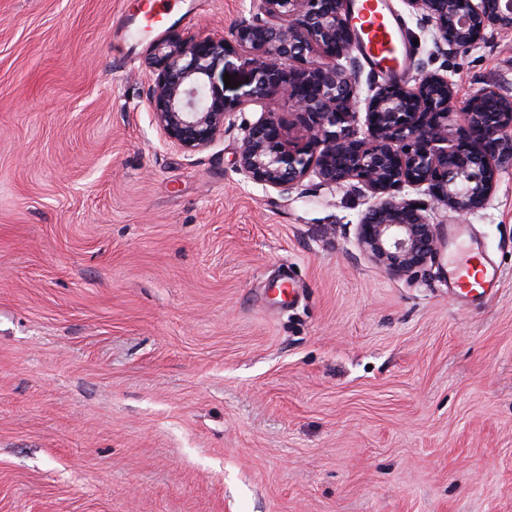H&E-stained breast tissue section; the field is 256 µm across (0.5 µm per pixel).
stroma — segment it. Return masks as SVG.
I'll list each match as a JSON object with an SVG mask.
<instances>
[{
	"mask_svg": "<svg viewBox=\"0 0 512 512\" xmlns=\"http://www.w3.org/2000/svg\"><path fill=\"white\" fill-rule=\"evenodd\" d=\"M0 0V512H512V171L463 222L504 273L466 304L445 240L410 282L360 257L371 203L288 196L194 154L149 103V45L250 0ZM419 65L512 92V33Z\"/></svg>",
	"mask_w": 512,
	"mask_h": 512,
	"instance_id": "stroma-1",
	"label": "stroma"
}]
</instances>
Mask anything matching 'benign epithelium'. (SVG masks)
Here are the masks:
<instances>
[{"label": "benign epithelium", "instance_id": "benign-epithelium-1", "mask_svg": "<svg viewBox=\"0 0 512 512\" xmlns=\"http://www.w3.org/2000/svg\"><path fill=\"white\" fill-rule=\"evenodd\" d=\"M434 33L435 52L467 54L486 32L512 31V0H405ZM353 0H251L249 17L222 38L153 42V121L186 153L242 126L235 171L282 196L312 177L374 199L354 229L360 255L416 280L436 263L442 240L427 207L405 194L426 187L431 205L459 216L482 208L512 171V95L486 87L457 107L448 75L421 71L414 85L368 78L353 56ZM235 54L251 74L234 94L216 79ZM288 109L285 123L280 110ZM462 115L464 125L454 127Z\"/></svg>", "mask_w": 512, "mask_h": 512}]
</instances>
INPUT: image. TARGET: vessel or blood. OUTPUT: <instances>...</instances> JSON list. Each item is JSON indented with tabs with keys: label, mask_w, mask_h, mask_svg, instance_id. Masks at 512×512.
<instances>
[{
	"label": "vessel or blood",
	"mask_w": 512,
	"mask_h": 512,
	"mask_svg": "<svg viewBox=\"0 0 512 512\" xmlns=\"http://www.w3.org/2000/svg\"><path fill=\"white\" fill-rule=\"evenodd\" d=\"M353 27L360 35L357 47L368 64L399 76L410 56L401 28L386 0H358ZM482 248L470 242L451 271L449 288L461 292L463 299H491L496 294L502 274L498 267L482 263Z\"/></svg>",
	"instance_id": "vessel-or-blood-1"
}]
</instances>
